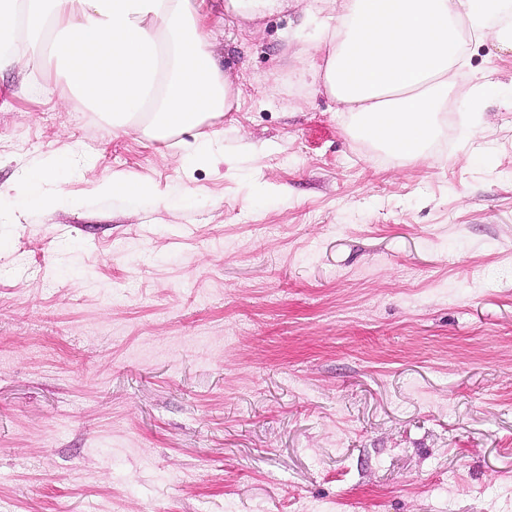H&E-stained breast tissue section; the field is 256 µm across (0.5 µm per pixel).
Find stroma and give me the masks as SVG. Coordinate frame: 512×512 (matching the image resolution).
Masks as SVG:
<instances>
[{
	"mask_svg": "<svg viewBox=\"0 0 512 512\" xmlns=\"http://www.w3.org/2000/svg\"><path fill=\"white\" fill-rule=\"evenodd\" d=\"M207 36L221 143L0 74V512H512V52L470 45L425 160L293 75L296 10ZM148 183L120 196L112 174ZM471 104L499 98L501 95V84L494 80L490 74L471 85L469 89ZM55 173L56 169H50V166L47 165L28 175L23 184L14 190L16 200L23 205L40 202L41 198L37 195V187L42 182L53 179Z\"/></svg>",
	"mask_w": 512,
	"mask_h": 512,
	"instance_id": "stroma-1",
	"label": "stroma"
}]
</instances>
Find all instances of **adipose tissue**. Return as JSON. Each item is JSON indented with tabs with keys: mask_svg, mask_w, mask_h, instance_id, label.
I'll use <instances>...</instances> for the list:
<instances>
[{
	"mask_svg": "<svg viewBox=\"0 0 512 512\" xmlns=\"http://www.w3.org/2000/svg\"><path fill=\"white\" fill-rule=\"evenodd\" d=\"M290 7L306 15L296 74L335 101L356 137L404 162L438 137L469 43L490 35L512 50V0H338L329 19L309 0H224L247 25ZM207 23L206 0H0V70L26 38L32 69L64 73L68 97L102 113L113 134L173 140L201 159L213 140L197 129L238 98Z\"/></svg>",
	"mask_w": 512,
	"mask_h": 512,
	"instance_id": "adipose-tissue-1",
	"label": "adipose tissue"
}]
</instances>
